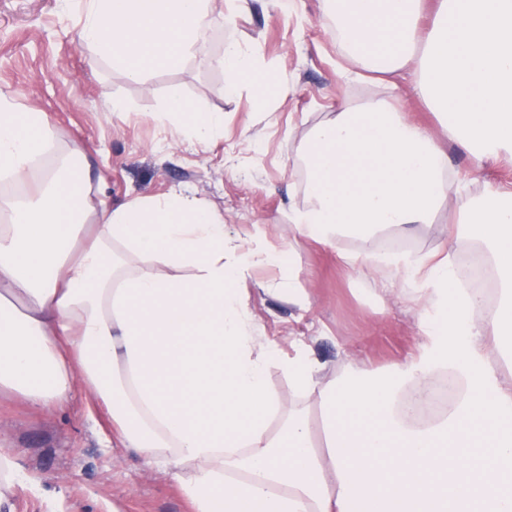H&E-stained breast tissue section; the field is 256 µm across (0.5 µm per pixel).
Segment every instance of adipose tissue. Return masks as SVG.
<instances>
[{
    "mask_svg": "<svg viewBox=\"0 0 512 512\" xmlns=\"http://www.w3.org/2000/svg\"><path fill=\"white\" fill-rule=\"evenodd\" d=\"M212 2L91 0L79 37L95 61L139 79L192 53ZM326 2L374 70L417 65L415 90L442 115V133L384 100L339 109L303 155L307 202L276 251L227 234L222 213L188 194L88 208L89 170L67 154L32 183L52 134L43 113L0 93V182L24 189L0 193V392L57 411L82 378L121 447L171 472L195 512H512V372L498 362L512 337V189L461 200L437 142L480 165L512 156V0H439L427 30L426 0ZM215 64L229 89L268 83L239 45ZM164 114L200 142L224 126L223 113L177 96ZM452 200L495 264V307L458 288L448 249L368 258L340 247L347 231L429 223ZM299 239L335 248L360 274L399 269L418 360L340 383L306 350L282 355L238 282L289 264ZM273 365L303 406L270 389ZM439 369L458 371L465 393L416 423L396 396L427 389Z\"/></svg>",
    "mask_w": 512,
    "mask_h": 512,
    "instance_id": "ef3b65f1",
    "label": "adipose tissue"
}]
</instances>
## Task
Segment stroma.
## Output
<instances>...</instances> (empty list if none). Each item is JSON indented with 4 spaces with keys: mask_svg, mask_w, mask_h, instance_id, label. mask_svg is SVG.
I'll return each instance as SVG.
<instances>
[{
    "mask_svg": "<svg viewBox=\"0 0 512 512\" xmlns=\"http://www.w3.org/2000/svg\"><path fill=\"white\" fill-rule=\"evenodd\" d=\"M88 0H0V91L18 111L44 112L56 151L90 164L89 206H119L134 197L173 191L213 203L227 231L273 250L288 235L293 210L305 205L307 174L301 164L313 131L339 108H360L401 86L397 106L415 122L439 128V117L414 94L407 70L372 71L340 48V28L324 0H296L290 12L274 0H214L192 54L181 64L129 79L109 62L90 65L79 30ZM256 56L266 75L288 89L255 109V88L243 82L227 94L214 64L226 44ZM224 115L222 136L187 139L161 113L172 96ZM125 108L116 112L113 100ZM448 164L470 180L479 197L486 184L512 187V162L477 166L455 144ZM458 216L440 209L430 223L399 235L411 253L448 244ZM300 298L271 293L276 266L257 268L243 283L255 320L283 353L304 340L327 377L345 373L348 360L371 373L415 358L421 338L416 318L383 281L387 268L369 277L351 275L335 252L303 241L291 257ZM105 409L76 385L62 413L32 409L0 398V446L13 449L25 474L14 490L15 512H191L183 490L164 469L113 447Z\"/></svg>",
    "mask_w": 512,
    "mask_h": 512,
    "instance_id": "stroma-1",
    "label": "stroma"
}]
</instances>
